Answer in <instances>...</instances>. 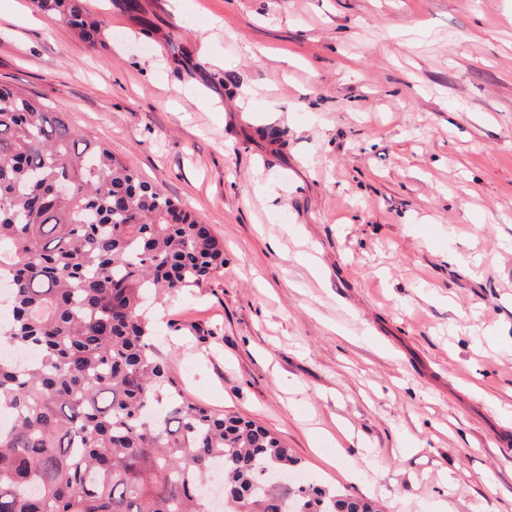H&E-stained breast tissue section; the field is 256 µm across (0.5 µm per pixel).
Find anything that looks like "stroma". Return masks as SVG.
Wrapping results in <instances>:
<instances>
[{
	"mask_svg": "<svg viewBox=\"0 0 512 512\" xmlns=\"http://www.w3.org/2000/svg\"><path fill=\"white\" fill-rule=\"evenodd\" d=\"M139 3L87 0L93 48L0 0V82L223 243L157 320L172 376L296 479L512 512V0Z\"/></svg>",
	"mask_w": 512,
	"mask_h": 512,
	"instance_id": "1",
	"label": "stroma"
}]
</instances>
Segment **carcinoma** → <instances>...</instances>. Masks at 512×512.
Returning <instances> with one entry per match:
<instances>
[{
  "instance_id": "cac0c4a2",
  "label": "carcinoma",
  "mask_w": 512,
  "mask_h": 512,
  "mask_svg": "<svg viewBox=\"0 0 512 512\" xmlns=\"http://www.w3.org/2000/svg\"><path fill=\"white\" fill-rule=\"evenodd\" d=\"M91 47L86 0H33ZM224 244L178 201L32 95L0 84V512H210L211 469L247 512H379L313 481L275 434L189 399L145 302L222 275Z\"/></svg>"
}]
</instances>
